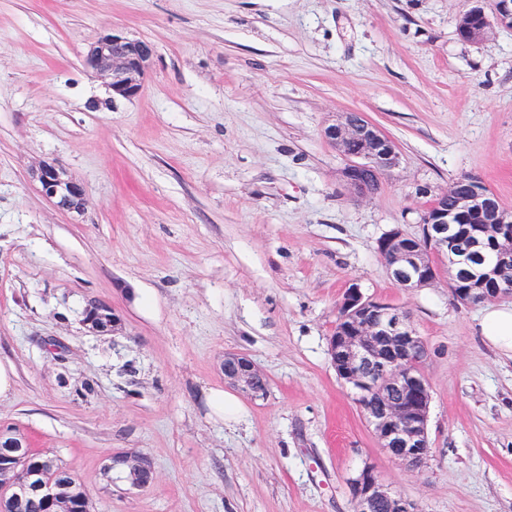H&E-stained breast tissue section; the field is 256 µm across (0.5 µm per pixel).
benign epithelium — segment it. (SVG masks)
I'll use <instances>...</instances> for the list:
<instances>
[{
    "label": "benign epithelium",
    "instance_id": "1",
    "mask_svg": "<svg viewBox=\"0 0 512 512\" xmlns=\"http://www.w3.org/2000/svg\"><path fill=\"white\" fill-rule=\"evenodd\" d=\"M475 0L462 11L457 34L467 43L485 40L497 26L512 27V0H491V8ZM154 56V46L129 39L114 30L101 36L89 49L85 65L105 80L112 95L137 96ZM345 158L343 182L356 198L371 197L380 190L383 177L401 164L397 145L360 112H345L325 129ZM42 194L60 210L80 213L87 203L82 184L68 178L54 162H42L33 171ZM455 199L448 207V198ZM471 241L470 257L482 258L490 239L502 263L483 267L478 273L462 269L455 297L495 300L512 296V212L502 208L492 193L473 189L457 194V182L437 195L422 216L421 233L410 236L394 227L376 242V251L394 283L405 291L433 286L440 278L437 258L454 261L455 237ZM339 319L329 337V355L339 380L352 389L365 420L380 447L392 459L409 468L422 465L428 452V417L432 390L421 364L428 355L406 313L382 300L364 295L351 284L339 304ZM83 325L98 333L118 331L121 319L92 303L84 311ZM224 381L247 396L266 394L267 379L249 358L224 353ZM127 481L135 488L155 479L150 460L142 455H123ZM44 462L35 461L16 437L0 433V512H9L13 498L36 492L50 502L60 497L59 487L38 480ZM354 512H414L412 504L392 491L368 464L350 479Z\"/></svg>",
    "mask_w": 512,
    "mask_h": 512
}]
</instances>
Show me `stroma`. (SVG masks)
Returning a JSON list of instances; mask_svg holds the SVG:
<instances>
[{"instance_id":"35a3bbf8","label":"stroma","mask_w":512,"mask_h":512,"mask_svg":"<svg viewBox=\"0 0 512 512\" xmlns=\"http://www.w3.org/2000/svg\"><path fill=\"white\" fill-rule=\"evenodd\" d=\"M464 0H0V430L56 455L90 512H353L373 465L416 512H512V359L447 277L403 291L376 252L461 175L512 210V29L457 35ZM113 29L155 48L139 96L83 59ZM363 112L402 163L354 198L324 137ZM58 162L84 214L32 171ZM428 349L430 453L391 460L328 352L350 283ZM122 320L82 325L91 301ZM267 396L206 404L225 352ZM147 456L132 488L108 457ZM42 194L60 210L81 213L87 203L85 188L68 178L64 169L54 162H42L33 171ZM214 416L227 421H236L241 408L239 402L222 390L212 391L208 397Z\"/></svg>"}]
</instances>
